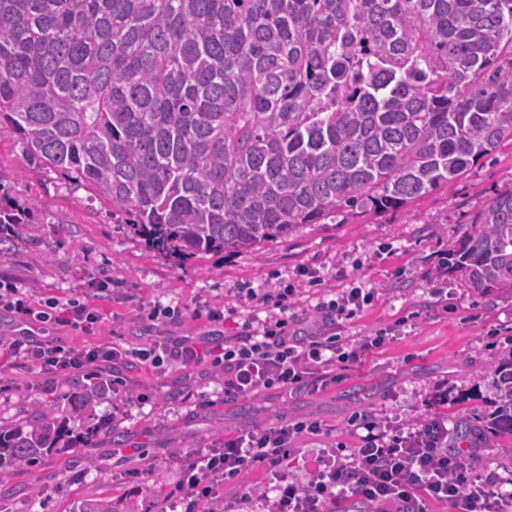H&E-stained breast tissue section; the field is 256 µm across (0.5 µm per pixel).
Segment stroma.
<instances>
[{"instance_id": "obj_1", "label": "stroma", "mask_w": 512, "mask_h": 512, "mask_svg": "<svg viewBox=\"0 0 512 512\" xmlns=\"http://www.w3.org/2000/svg\"><path fill=\"white\" fill-rule=\"evenodd\" d=\"M508 187L507 143L474 164L452 190H436L413 205L376 215L346 211L248 251L215 250L180 261L153 250L93 186L32 164L20 137L0 129V202L28 216L24 235L4 244L9 259L0 263V284L21 288L34 302L77 299L101 317L91 333L46 324L43 336L76 349L112 343L132 349L150 336H193L220 346L238 323L259 315L246 292L262 291L273 274L295 290L288 311L294 323L311 322L313 305L327 292L361 286L374 290V299L337 327V335L389 334L383 347L336 381L235 398L225 397L221 372L206 361L158 370L130 358L103 370L84 367L64 382L1 353L5 424L43 404L66 415L77 383L103 376L113 389L95 411L111 427L91 447H61L31 466L0 468V512H80L92 499L111 500L116 512H164L180 453L279 417H315L329 428L298 443L294 466L303 474L321 446H359L360 414L396 424L430 401L434 413L453 425L480 412L493 395L491 361L512 351V294H479L440 274L439 263L477 204ZM309 270L321 276V286L308 285ZM105 279L113 288L99 290ZM156 305L179 308L181 319L149 320ZM215 310L224 314L220 336L208 319ZM146 458L156 467L147 480L137 473Z\"/></svg>"}]
</instances>
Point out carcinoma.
Wrapping results in <instances>:
<instances>
[{
    "label": "carcinoma",
    "mask_w": 512,
    "mask_h": 512,
    "mask_svg": "<svg viewBox=\"0 0 512 512\" xmlns=\"http://www.w3.org/2000/svg\"><path fill=\"white\" fill-rule=\"evenodd\" d=\"M88 183L163 254L241 251L344 210L450 188L512 142V0H0V126ZM24 232L0 207V243ZM448 275L512 292V189L481 201ZM461 422L512 457V349ZM107 383L74 388L90 443ZM67 432L0 426L17 468Z\"/></svg>",
    "instance_id": "cac0c4a2"
}]
</instances>
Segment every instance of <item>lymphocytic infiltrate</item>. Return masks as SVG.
Returning a JSON list of instances; mask_svg holds the SVG:
<instances>
[{"instance_id": "obj_1", "label": "lymphocytic infiltrate", "mask_w": 512, "mask_h": 512, "mask_svg": "<svg viewBox=\"0 0 512 512\" xmlns=\"http://www.w3.org/2000/svg\"><path fill=\"white\" fill-rule=\"evenodd\" d=\"M291 288H272L260 294L267 307L257 329H244L236 342L218 350L192 339L151 342L131 350L117 345L67 349L53 340L37 338L32 322L80 325L92 329L98 316L84 303L48 299L33 304L20 289L0 287V308L14 313L22 327L16 335L0 336L7 347L30 369L65 374L89 363H114L132 356L160 368L174 360L183 363L210 361L224 369V394L249 396L270 389L292 392L311 379L329 380L332 372L360 361L379 349L383 334L350 341L323 336L324 327L350 319L372 298L361 287L346 289L337 298L318 302L314 311L321 320L314 329L293 328L286 317ZM365 431L358 448L342 455L321 449L307 478L284 467L293 443L318 436L324 424L315 418L269 425L224 437L208 448L191 449L178 472L175 505L183 512H340L343 500L362 501L367 512H426V501L448 504L454 512H504L505 501L492 488L493 478L472 475L467 450L448 445V425L435 413L417 415L406 425L394 426L373 414L362 417ZM258 467L273 472L271 492L248 489L238 499H224V487L241 482Z\"/></svg>"}]
</instances>
